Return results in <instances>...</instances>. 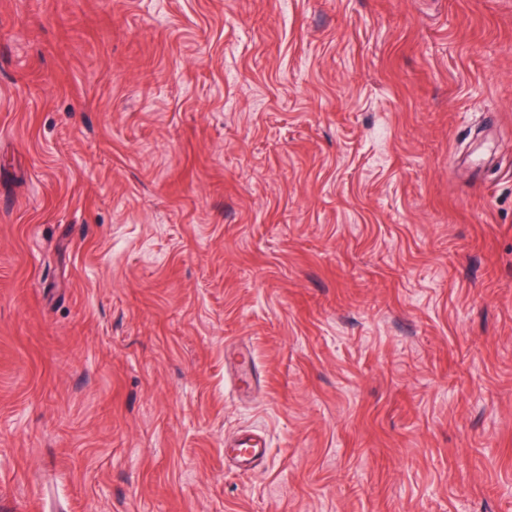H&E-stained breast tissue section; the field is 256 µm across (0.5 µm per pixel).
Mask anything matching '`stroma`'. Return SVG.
I'll list each match as a JSON object with an SVG mask.
<instances>
[{
  "instance_id": "35a3bbf8",
  "label": "stroma",
  "mask_w": 512,
  "mask_h": 512,
  "mask_svg": "<svg viewBox=\"0 0 512 512\" xmlns=\"http://www.w3.org/2000/svg\"><path fill=\"white\" fill-rule=\"evenodd\" d=\"M0 512H512V0H0ZM231 457L235 460L237 467L247 472L251 470L256 461L263 457L266 451L265 443L254 437L240 439L230 444Z\"/></svg>"
}]
</instances>
